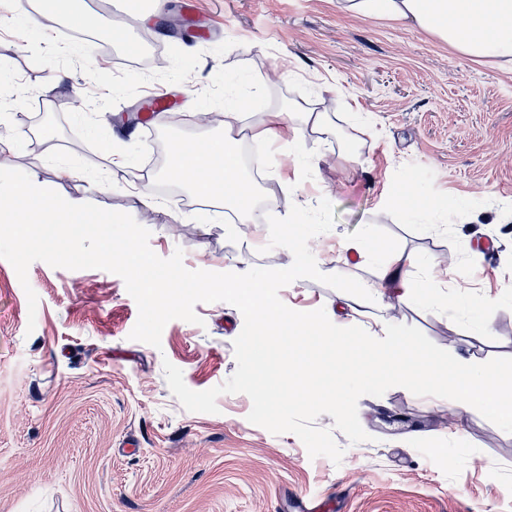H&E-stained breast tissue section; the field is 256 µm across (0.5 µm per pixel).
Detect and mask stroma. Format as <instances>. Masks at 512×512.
<instances>
[{
  "instance_id": "stroma-1",
  "label": "stroma",
  "mask_w": 512,
  "mask_h": 512,
  "mask_svg": "<svg viewBox=\"0 0 512 512\" xmlns=\"http://www.w3.org/2000/svg\"><path fill=\"white\" fill-rule=\"evenodd\" d=\"M175 15L184 19L177 36ZM56 23L0 12V168L130 214L159 257L179 249L187 269L236 273L292 260L287 248L267 249L263 202L290 180L308 206H334V227L309 243L323 273H334L341 252L351 276L371 283L380 258L404 252L417 260L413 287L445 282L425 305L398 293L383 308L358 304L343 326L382 317L459 360L512 358V64L460 56L399 22L346 15L336 0H158L148 20L131 16L127 32L136 44L151 35L161 64L124 67L116 46L107 80L95 83L99 59L62 41ZM228 73L245 85L229 88ZM324 84L340 85L345 104L305 128L296 155L238 134L239 147L260 149L266 162L244 226L187 207L183 189L179 202L148 205L100 151L109 142L140 167L153 135L222 132L193 117L220 111L228 95L264 111ZM151 92L182 122L141 121ZM76 95L83 111L69 107ZM63 166L79 176L58 179ZM97 180L111 190L93 191ZM357 242L367 258L351 251ZM28 280L33 314L0 259V512H512V433L472 406L398 386L365 395L357 410L368 441L335 431L341 464L312 458L296 435L251 424L245 394L220 395L218 413L206 414L185 410L169 389L167 361L194 391L234 373L244 324L236 307L197 304L199 323L171 320L155 347L130 339L138 308L118 275L36 261ZM279 298L296 311L341 313L355 302L305 278ZM484 301L492 308L482 315Z\"/></svg>"
}]
</instances>
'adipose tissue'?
<instances>
[{
    "label": "adipose tissue",
    "mask_w": 512,
    "mask_h": 512,
    "mask_svg": "<svg viewBox=\"0 0 512 512\" xmlns=\"http://www.w3.org/2000/svg\"><path fill=\"white\" fill-rule=\"evenodd\" d=\"M341 10L361 17L400 21L425 30L448 44L460 55L496 58L512 62V0H338ZM224 131L208 138L203 147L174 145V163L181 181L195 196L222 199L236 223L248 221L256 192L240 167L231 136L242 125V106L226 109ZM322 114L307 101H293L288 109L263 112L251 125L253 137L274 142L292 152L302 139V128L318 125Z\"/></svg>",
    "instance_id": "adipose-tissue-1"
}]
</instances>
